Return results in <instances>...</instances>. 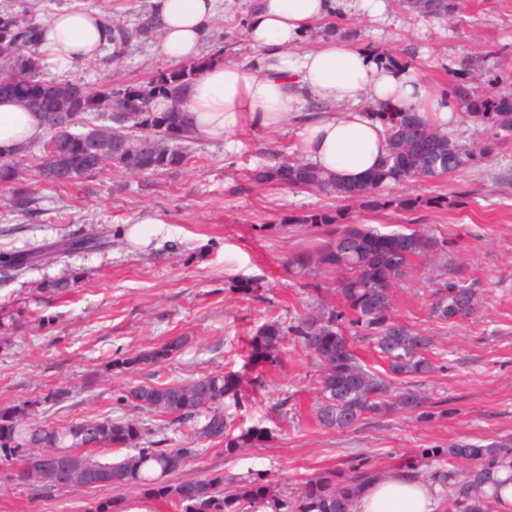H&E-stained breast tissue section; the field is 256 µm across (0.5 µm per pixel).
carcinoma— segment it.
<instances>
[{
	"instance_id": "1",
	"label": "carcinoma",
	"mask_w": 512,
	"mask_h": 512,
	"mask_svg": "<svg viewBox=\"0 0 512 512\" xmlns=\"http://www.w3.org/2000/svg\"><path fill=\"white\" fill-rule=\"evenodd\" d=\"M409 7L430 17L451 13L449 0H410ZM41 26L13 13H0V81L9 85L7 96L40 114L47 136L31 155L34 177L51 185L76 183L112 168L129 173L153 174L181 166V143L194 139L193 115L181 110H160V98L175 99L203 72L208 59H198L158 73L145 85L114 88L107 84L88 89L79 83L47 76L37 52ZM154 29L148 15L132 28L114 27L112 59L119 61L134 42L150 37ZM464 104L465 118L477 126L512 132V97L490 95L473 98L456 92ZM124 112L112 132L90 128L105 114ZM383 120L390 152L380 168L359 182H343L295 158L285 157L257 174V179L290 188L315 190L345 200H359L374 209L393 201L381 194L389 182L441 178L468 164L474 151L465 150L448 134L417 112H376ZM23 159L0 155V186L10 194L12 206L32 210L36 203L22 175ZM296 224L331 228L328 240L315 256L296 257L293 265L310 263L345 273L339 292L343 304H320L285 327L277 320L261 325L251 338L254 360L276 367L280 345L287 335L298 341L320 368L319 394L314 414L328 429L343 430L392 411L415 412L426 398L393 380L423 376L438 369L431 362L433 340L393 317L394 290L414 269V262L437 250V241L417 229L383 231L369 224H350L342 210H315L297 216ZM432 313L455 323L478 313L480 299L473 285L450 280L433 292ZM30 311L0 309V330H15ZM368 340L384 361L379 374L363 366L355 340ZM185 339L178 337L160 348L119 361L122 366L160 363L177 353ZM243 376L236 371L200 374L184 381L129 387L121 400L133 407L170 417L167 427L185 430L194 440L224 443L231 456L268 431L253 427L234 434L227 402L241 403ZM38 400H23L0 408V461L18 462L19 483L45 493L59 488L95 490L104 485L138 490L146 498L175 503L179 512H248L255 494L265 492L269 480L257 473L233 489L225 488L222 472L197 479L171 482L189 459L201 452L184 444L160 448L151 439L155 431L125 418H89L66 425L35 422ZM130 448L122 459L101 462L102 448ZM430 471L446 482L448 512H505L502 491L512 486V446L458 441L446 448L423 449L404 462L402 469ZM448 468H442V464ZM506 466L508 475L490 480L493 469ZM379 472L363 461L346 470L327 469L307 480L297 498L272 499L273 512H351L353 497Z\"/></svg>"
}]
</instances>
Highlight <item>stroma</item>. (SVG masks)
Instances as JSON below:
<instances>
[{
  "instance_id": "1",
  "label": "stroma",
  "mask_w": 512,
  "mask_h": 512,
  "mask_svg": "<svg viewBox=\"0 0 512 512\" xmlns=\"http://www.w3.org/2000/svg\"><path fill=\"white\" fill-rule=\"evenodd\" d=\"M79 4L131 26L148 12L150 0H0V10L42 21ZM251 7L252 0H227L205 53L220 48L225 59L246 61L253 53L246 36ZM325 28L402 59L437 92L461 84L475 97L494 90L512 94V0H457L455 13L442 19L388 0L385 18L348 9ZM172 66L147 40L117 62L51 63L47 70L94 88L105 81L116 87L145 83ZM448 127L460 144L488 151L446 177L384 187L392 199L426 200L416 211L379 213L324 193L256 182L254 173L270 165L272 152L298 155L291 127L242 130L225 143L195 139L182 167L153 175L112 170L71 185L36 182L31 212L14 211L0 195V256L35 245L58 251L53 263L34 264L0 283V306L35 313L0 336V407L62 390L65 398L38 407L35 420L127 417L154 428L157 414L122 402L127 387L237 371L246 396L226 409L232 426L266 428L268 439L233 456L208 443L178 477L219 471L243 479L264 472L274 494L291 497L306 479L365 458L388 472L421 448L459 440L512 444V133L455 120ZM320 209H343L351 223L390 230L416 224L440 242V251L400 283L393 311L432 337L442 364L418 381L430 418L392 412L343 431L327 429L313 414L319 368L297 343L286 341L279 367L249 363L247 342L262 324H286L319 302L341 301L336 270L290 263L326 239L323 229L292 223V216ZM146 219V238L131 240V226ZM93 236L104 238L105 247L60 249ZM59 276L72 279L70 294L39 289V282ZM451 278L474 283L480 293L477 315L455 324L431 313L433 290ZM178 336L188 343L166 362L116 365ZM111 497L123 512H175L173 504L111 487L47 495L19 485L13 466L0 461V512H86L91 500Z\"/></svg>"
}]
</instances>
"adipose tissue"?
Listing matches in <instances>:
<instances>
[{
	"label": "adipose tissue",
	"mask_w": 512,
	"mask_h": 512,
	"mask_svg": "<svg viewBox=\"0 0 512 512\" xmlns=\"http://www.w3.org/2000/svg\"><path fill=\"white\" fill-rule=\"evenodd\" d=\"M151 2L158 51L173 61L197 59L224 13V0ZM344 5L373 18L387 9L386 0H254L246 26L251 58L213 62L183 97L159 100V109L192 112L195 135L211 140L295 124L305 159L342 181H359L389 151L384 125L370 109L430 112L444 124L456 105L385 53L333 37L305 46ZM110 28L102 14L63 9L43 22L39 49L65 65L98 60L111 48ZM45 136L36 113L0 99V154L23 153ZM443 489L424 475L386 472L361 490L353 512H439Z\"/></svg>",
	"instance_id": "adipose-tissue-1"
}]
</instances>
